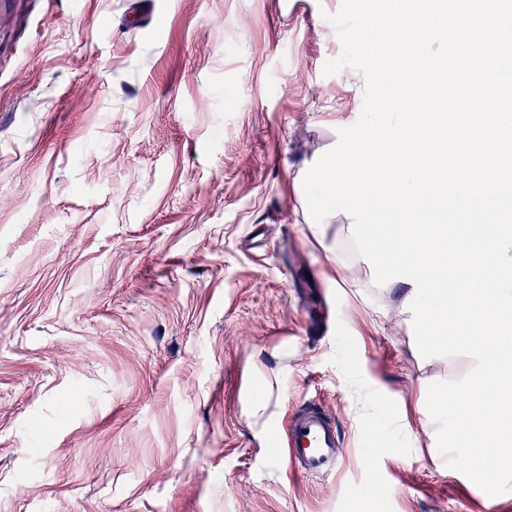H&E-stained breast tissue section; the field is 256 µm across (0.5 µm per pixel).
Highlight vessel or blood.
<instances>
[{
  "label": "vessel or blood",
  "instance_id": "vessel-or-blood-1",
  "mask_svg": "<svg viewBox=\"0 0 512 512\" xmlns=\"http://www.w3.org/2000/svg\"><path fill=\"white\" fill-rule=\"evenodd\" d=\"M336 423L318 408L302 410L288 435L286 458L295 475L309 477L334 473L340 458Z\"/></svg>",
  "mask_w": 512,
  "mask_h": 512
}]
</instances>
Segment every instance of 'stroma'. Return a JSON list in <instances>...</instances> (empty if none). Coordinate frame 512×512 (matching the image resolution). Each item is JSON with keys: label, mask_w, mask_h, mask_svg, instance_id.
Masks as SVG:
<instances>
[{"label": "stroma", "mask_w": 512, "mask_h": 512, "mask_svg": "<svg viewBox=\"0 0 512 512\" xmlns=\"http://www.w3.org/2000/svg\"><path fill=\"white\" fill-rule=\"evenodd\" d=\"M340 3L0 0V512H512L421 424L464 359L306 222L363 107ZM309 405L336 474L287 465Z\"/></svg>", "instance_id": "35a3bbf8"}]
</instances>
